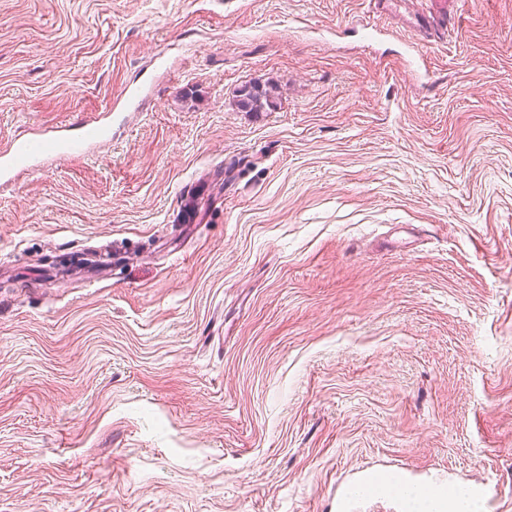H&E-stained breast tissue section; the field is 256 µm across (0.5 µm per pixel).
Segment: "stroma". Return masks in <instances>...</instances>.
Masks as SVG:
<instances>
[{"label": "stroma", "instance_id": "1", "mask_svg": "<svg viewBox=\"0 0 512 512\" xmlns=\"http://www.w3.org/2000/svg\"><path fill=\"white\" fill-rule=\"evenodd\" d=\"M448 9L0 0V142L154 85L0 183V512H512V0ZM410 1H415L418 5L417 13L420 18H416V23L419 28V32L433 35V33L436 34L437 32L444 31L448 28L450 19H448V11L446 13L444 6L436 8L435 10L433 7L435 4L433 3V0ZM277 87L271 83L253 82L243 85L238 93V105L247 112H266L276 106Z\"/></svg>", "mask_w": 512, "mask_h": 512}]
</instances>
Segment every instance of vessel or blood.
Returning <instances> with one entry per match:
<instances>
[{
  "mask_svg": "<svg viewBox=\"0 0 512 512\" xmlns=\"http://www.w3.org/2000/svg\"><path fill=\"white\" fill-rule=\"evenodd\" d=\"M420 32L429 34L447 29L445 8L433 0H415ZM112 138L111 112L54 129L31 128L0 147V180L12 179L20 172L36 171L46 162L91 155L93 149Z\"/></svg>",
  "mask_w": 512,
  "mask_h": 512,
  "instance_id": "vessel-or-blood-1",
  "label": "vessel or blood"
}]
</instances>
